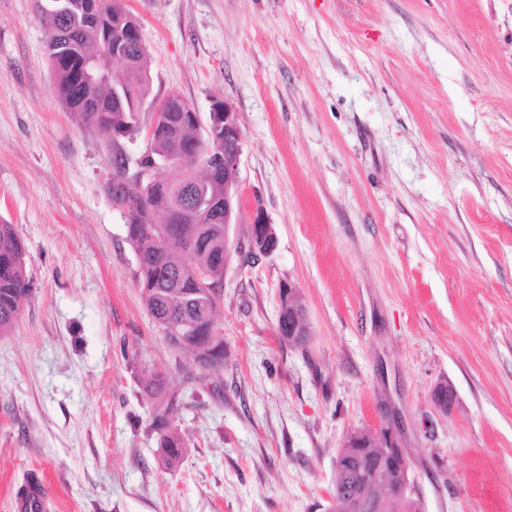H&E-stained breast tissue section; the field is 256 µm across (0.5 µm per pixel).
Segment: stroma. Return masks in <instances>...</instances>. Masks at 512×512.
<instances>
[{
    "label": "stroma",
    "mask_w": 512,
    "mask_h": 512,
    "mask_svg": "<svg viewBox=\"0 0 512 512\" xmlns=\"http://www.w3.org/2000/svg\"><path fill=\"white\" fill-rule=\"evenodd\" d=\"M149 102L178 93L205 136L235 109L239 180L278 245L235 248L224 368L199 378L138 286L112 140L55 95L34 0H0V224L31 294L0 335V512L32 472L45 512H326L346 434L392 430L426 512H512V0H124ZM313 334L276 337L278 287ZM182 402L187 452L158 462L149 370ZM454 391L442 410L438 385Z\"/></svg>",
    "instance_id": "obj_1"
}]
</instances>
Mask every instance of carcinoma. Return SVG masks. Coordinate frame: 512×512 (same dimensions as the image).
Segmentation results:
<instances>
[{
  "label": "carcinoma",
  "instance_id": "cac0c4a2",
  "mask_svg": "<svg viewBox=\"0 0 512 512\" xmlns=\"http://www.w3.org/2000/svg\"><path fill=\"white\" fill-rule=\"evenodd\" d=\"M84 8L57 18L43 11L38 15L50 30L48 43L55 91L65 107L80 115L83 123L105 134L127 133L136 124V110L150 90L148 55L135 45L138 20L121 10L116 0H77ZM128 48L131 61L120 76L112 73V46ZM96 57L101 66L87 78L82 64ZM193 128L176 127L163 115L151 133L150 148L141 164L161 161L181 142L196 155L181 170L164 172L151 181L125 183L126 240L139 258L138 282L144 303L157 321L194 317L200 321L196 344L206 359L198 362L204 372L224 367V339L209 334L206 313H216L219 295L196 296L201 290L197 275L206 272L217 285L224 276V175L209 170L212 154H224V144L195 143ZM30 295L24 244L11 224H0V331L16 322L22 302ZM179 400L172 396L156 409L150 429L159 435L161 460L167 467L186 453L185 442L174 425ZM387 465L378 448H363L336 469L335 494L345 497L359 474L373 476Z\"/></svg>",
  "mask_w": 512,
  "mask_h": 512
}]
</instances>
